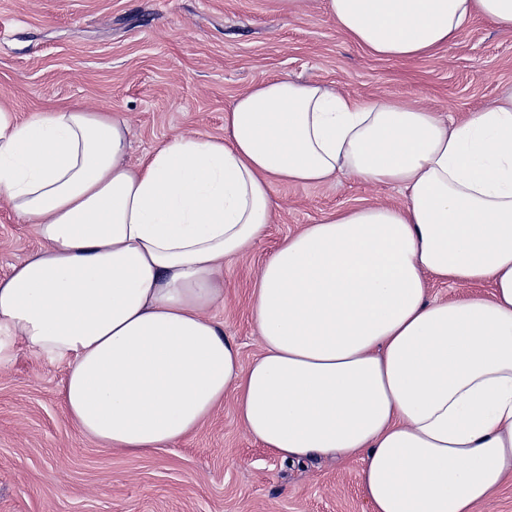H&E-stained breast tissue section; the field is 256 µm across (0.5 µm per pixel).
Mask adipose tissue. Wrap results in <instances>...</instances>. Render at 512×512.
I'll return each instance as SVG.
<instances>
[{"instance_id": "obj_1", "label": "adipose tissue", "mask_w": 512, "mask_h": 512, "mask_svg": "<svg viewBox=\"0 0 512 512\" xmlns=\"http://www.w3.org/2000/svg\"><path fill=\"white\" fill-rule=\"evenodd\" d=\"M353 43L429 56L512 0H326ZM224 138L189 133L137 167L128 126L74 104L0 107V197L43 242L0 279V366L62 364L64 413L137 454L194 432L226 395L282 459L357 458L373 512H474L512 480V92L457 124L397 98L279 77L239 95ZM403 205L338 211L259 268L250 365L209 309L225 260L272 223L274 183L337 173ZM487 284L428 300V282Z\"/></svg>"}]
</instances>
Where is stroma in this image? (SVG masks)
<instances>
[{
  "label": "stroma",
  "instance_id": "35a3bbf8",
  "mask_svg": "<svg viewBox=\"0 0 512 512\" xmlns=\"http://www.w3.org/2000/svg\"><path fill=\"white\" fill-rule=\"evenodd\" d=\"M284 76L458 120L512 87V30L477 18L436 55L398 61L348 40L325 0L299 14L275 0H0V104L19 122L75 102L119 116L133 166L183 134L224 138L236 97ZM272 195L276 221L225 261L224 300L210 311L246 365L261 353L253 279L281 241L338 210L405 201L346 175L277 183ZM41 246L35 226L0 200V278ZM65 376L22 347L0 368V512H372L360 460L284 461L245 430L230 395L165 449L100 447L63 412Z\"/></svg>",
  "mask_w": 512,
  "mask_h": 512
}]
</instances>
